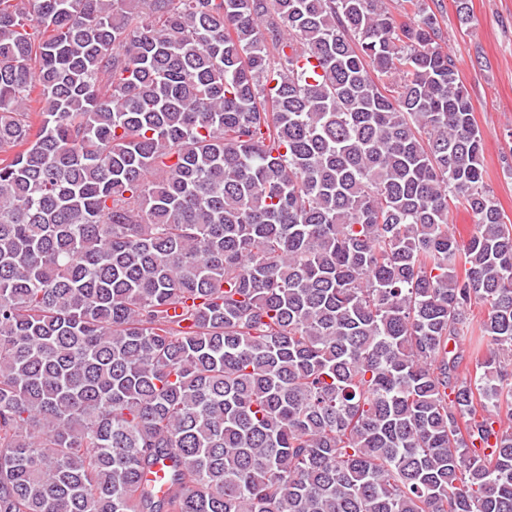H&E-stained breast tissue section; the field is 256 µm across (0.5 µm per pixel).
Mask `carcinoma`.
I'll list each match as a JSON object with an SVG mask.
<instances>
[{
	"mask_svg": "<svg viewBox=\"0 0 512 512\" xmlns=\"http://www.w3.org/2000/svg\"><path fill=\"white\" fill-rule=\"evenodd\" d=\"M400 7L0 0V512H512V223ZM474 222L470 210H467L463 205L452 206L448 217V225L460 243L467 242L472 233Z\"/></svg>",
	"mask_w": 512,
	"mask_h": 512,
	"instance_id": "carcinoma-1",
	"label": "carcinoma"
}]
</instances>
